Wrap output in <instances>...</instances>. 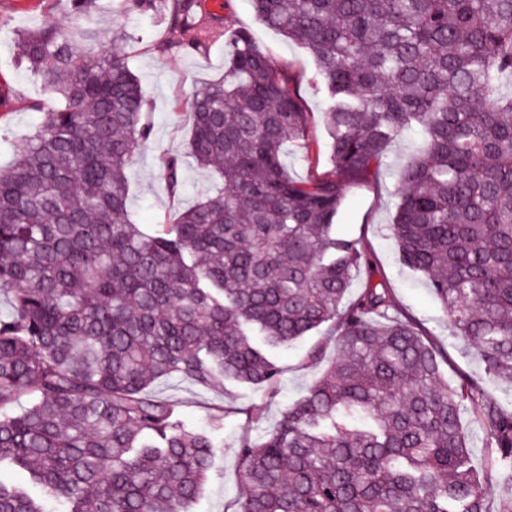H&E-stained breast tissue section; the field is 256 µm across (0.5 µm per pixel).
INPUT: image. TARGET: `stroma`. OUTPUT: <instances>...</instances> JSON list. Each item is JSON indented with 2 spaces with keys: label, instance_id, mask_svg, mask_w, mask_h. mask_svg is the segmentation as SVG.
<instances>
[{
  "label": "stroma",
  "instance_id": "35a3bbf8",
  "mask_svg": "<svg viewBox=\"0 0 512 512\" xmlns=\"http://www.w3.org/2000/svg\"><path fill=\"white\" fill-rule=\"evenodd\" d=\"M205 21L220 28L245 30L266 52L274 65L296 89L307 114V126L298 141L287 143L283 163L289 176L301 182L333 177L330 138L323 122V93L312 84L314 61L301 46L260 24L253 13L251 0H200ZM77 21L69 0H0V171L16 162L14 145L29 134L39 120L29 110L30 102L42 99L40 84L20 69L16 59V31L36 29L50 22L66 29ZM98 31L101 44H108L113 30L128 33L125 44L128 64L142 80L153 134L150 141L131 159L127 173L131 186L129 207L137 224L145 233H155L169 223L174 213L206 195L212 188L208 174L195 167L185 172V187L179 199H170L157 179L163 158L184 152L191 121L188 102L202 82L224 74V44L216 42L206 55L165 53L158 49L160 40L154 22L149 19H126L112 12V0H96L89 16ZM419 138L410 133L389 148L385 165L379 174L365 181H350L340 211L337 230L358 239L374 261L390 289L401 315L415 318L428 336L447 354L448 378L481 374L482 365L470 348L452 334L448 319L426 277L404 266L398 257L390 224L398 203L396 177L415 151ZM324 343L322 334L308 336L304 345L270 351V358L280 369L275 389L233 380L211 388L166 380L154 384L155 395L179 404L187 428L203 429L213 406L232 408L224 428L216 432L219 446L215 464L200 496L190 504L189 512H236L245 485L239 463L238 444L243 433L260 438L278 421L288 405L303 396L321 375L322 364L307 360L308 346ZM325 345L326 356H333V344ZM263 406L264 416L255 424H247L244 411Z\"/></svg>",
  "mask_w": 512,
  "mask_h": 512
}]
</instances>
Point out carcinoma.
<instances>
[{
    "label": "carcinoma",
    "mask_w": 512,
    "mask_h": 512,
    "mask_svg": "<svg viewBox=\"0 0 512 512\" xmlns=\"http://www.w3.org/2000/svg\"><path fill=\"white\" fill-rule=\"evenodd\" d=\"M259 22L307 49L326 91L335 177L293 180L287 142L306 112L243 31L224 39V77L202 84L187 149L158 179L176 198L187 161L216 182L154 235L129 211L127 167L151 138L141 82L119 31L89 25L18 35L20 65L59 104L41 113L0 172V512H188L213 468L214 433L189 430L151 394L175 379L274 387L256 345L289 349L322 326L335 341L307 359L322 376L258 441L239 442L248 492L237 512H487L480 478L512 512V410L485 379L512 384V0H252ZM199 0H112L160 17L164 51L204 53L220 37ZM421 136L398 178L391 232L423 274L453 335L484 366L450 380L441 353L336 233L345 180H367L404 132ZM26 405L17 407L21 399ZM486 430L469 464L461 413Z\"/></svg>",
    "instance_id": "carcinoma-1"
}]
</instances>
